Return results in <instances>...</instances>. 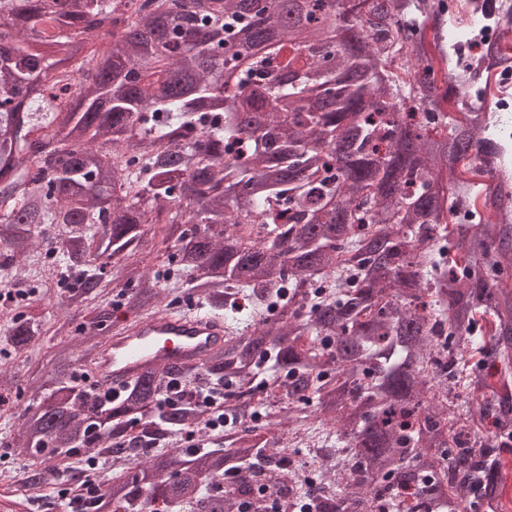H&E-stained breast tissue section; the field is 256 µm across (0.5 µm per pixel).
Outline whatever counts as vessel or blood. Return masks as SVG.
Instances as JSON below:
<instances>
[{"mask_svg": "<svg viewBox=\"0 0 512 512\" xmlns=\"http://www.w3.org/2000/svg\"><path fill=\"white\" fill-rule=\"evenodd\" d=\"M224 319L201 311L170 308L141 320H121L96 358L99 381L120 388L152 365H195L224 342Z\"/></svg>", "mask_w": 512, "mask_h": 512, "instance_id": "1", "label": "vessel or blood"}]
</instances>
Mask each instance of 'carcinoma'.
I'll return each mask as SVG.
<instances>
[{"instance_id":"obj_1","label":"carcinoma","mask_w":512,"mask_h":512,"mask_svg":"<svg viewBox=\"0 0 512 512\" xmlns=\"http://www.w3.org/2000/svg\"><path fill=\"white\" fill-rule=\"evenodd\" d=\"M494 0H0V268L55 258L85 314L23 385L38 404L0 447L50 472L97 468L77 512H473L496 477L479 422L512 428V395L458 408L471 361L512 377V201L480 198L512 142L442 103L480 91L472 22ZM167 260L161 277L148 265ZM335 277L334 291L320 285ZM224 317L198 365L149 368L114 395L88 374L120 309L182 295ZM41 298L1 325L27 359L53 329ZM435 366V375L422 370ZM205 393L224 431L204 429ZM198 430L199 444L181 437ZM326 431L298 479L283 441Z\"/></svg>"}]
</instances>
